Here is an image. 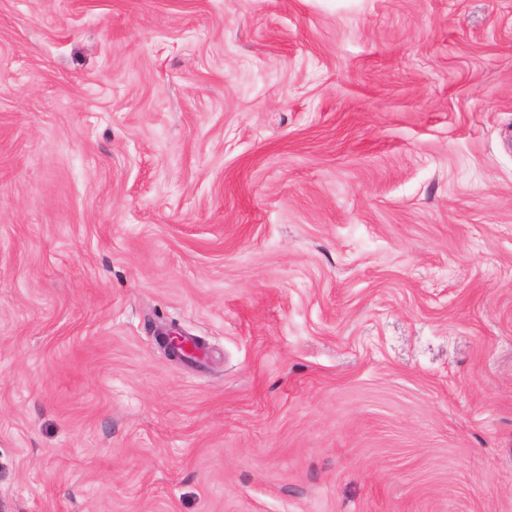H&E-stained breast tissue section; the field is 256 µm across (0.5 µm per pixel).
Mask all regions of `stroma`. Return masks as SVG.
I'll list each match as a JSON object with an SVG mask.
<instances>
[{"label":"stroma","mask_w":512,"mask_h":512,"mask_svg":"<svg viewBox=\"0 0 512 512\" xmlns=\"http://www.w3.org/2000/svg\"><path fill=\"white\" fill-rule=\"evenodd\" d=\"M0 499L512 512V0H0Z\"/></svg>","instance_id":"obj_1"}]
</instances>
